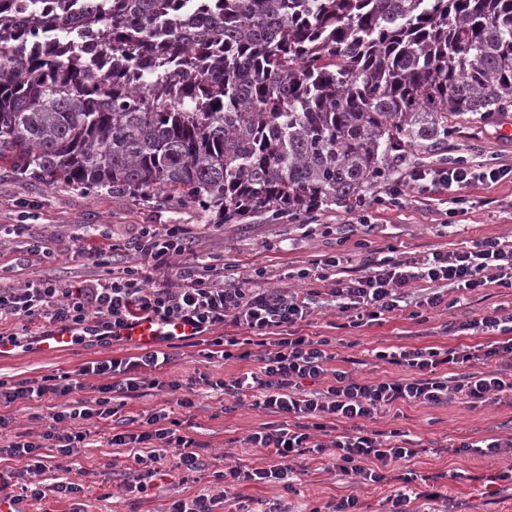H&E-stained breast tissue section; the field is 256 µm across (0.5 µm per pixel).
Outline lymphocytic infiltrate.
Segmentation results:
<instances>
[{"mask_svg": "<svg viewBox=\"0 0 512 512\" xmlns=\"http://www.w3.org/2000/svg\"><path fill=\"white\" fill-rule=\"evenodd\" d=\"M512 176V167L487 168L457 162L449 167L419 165L387 190L390 204H398L405 189L421 193L452 190L473 184L499 182ZM137 266L108 268L112 252L82 241L78 253L94 267L107 266L106 275H93L77 284L52 279H19L23 270L65 256L63 248L28 235L22 257L0 262V338L17 340L43 328H77L95 323L105 334H117L129 321L142 317L170 324H191L205 342L199 355L209 360L253 362L241 375L214 378L202 373L186 380L162 381L157 369L170 363L168 354L150 350L142 355L93 361L78 374H47L33 383L0 381V407L32 400H58L56 410L42 416L39 430L16 433L4 453L20 462L19 470L7 471L4 487L13 503L24 498L37 501L66 499L85 494L83 485L58 481L37 482L46 469L49 452L73 456L91 432L89 420L109 423L104 438L108 447L121 448L128 460L129 478L124 490L142 493L148 480L164 464L188 477L205 466L200 446L192 435L189 416L201 391L251 399L254 408L269 414V422L247 434L243 443L253 459L213 471L218 492L173 500L167 512H279L277 506L262 509L247 504L237 494L246 482L280 485L293 490V462L314 454L331 460L333 468L356 484L381 482L411 484L424 489L421 499L436 501L439 474L417 476L405 465L419 453L417 443L404 431L369 429L368 421L398 404L436 407L454 396L471 407L512 394V311L493 312L454 324V331L487 336V343L446 348L401 346L378 352V359L403 367L400 378L364 380L341 365L342 358L330 339L302 334V323L312 315L311 295L292 288L246 287L241 276L225 275L223 268L199 266L191 259L190 244L180 225H144L127 245ZM340 275L330 295L339 313L358 328L414 304L410 319L422 318L443 302L444 289L474 292L491 285L512 288V244L483 237L452 250L398 258L388 251L368 253L353 267L336 256L324 258ZM244 330V337L215 335L218 326ZM95 378L89 399L74 404L64 398L84 390V378ZM168 388L172 405H160L145 416L144 429H134V417L126 415L128 400L141 390ZM450 453L482 452L498 458L499 467L488 475L492 485L512 489V435L478 442L451 444Z\"/></svg>", "mask_w": 512, "mask_h": 512, "instance_id": "obj_1", "label": "lymphocytic infiltrate"}]
</instances>
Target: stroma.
<instances>
[{"label":"stroma","instance_id":"35a3bbf8","mask_svg":"<svg viewBox=\"0 0 512 512\" xmlns=\"http://www.w3.org/2000/svg\"><path fill=\"white\" fill-rule=\"evenodd\" d=\"M507 115H494L481 124L457 127L448 139L446 155H407L394 163L385 182L377 183L370 197L383 195L386 184L402 178L412 166L428 161L435 164L441 158H472L490 166H512V137L500 132ZM461 196L482 200L480 208L467 214H447L446 204L437 199L422 200L415 192H407L401 206L376 203L368 212L366 223H358L355 212L340 206H330L313 213L308 229H301L299 217L256 212L231 223H222L218 213H198L196 210L142 202L130 197L109 194H86L65 186L53 189L39 184L4 177L0 179V251L13 252L23 240L12 232L13 225H30L32 232L69 246L73 238H95L102 243L117 244L112 261L117 266L135 265V257L121 251L143 224H179L193 242L199 262L221 260L239 266L249 277L267 288H300V270L311 268L320 256L340 254L359 260L370 250L397 247L399 257L406 258L430 249L461 248L470 241L493 236L512 243V179L491 186L462 188ZM327 278L314 282L317 293L312 323L306 331L328 337L332 347L345 356L358 358V373L367 378L399 377L401 367L376 357L377 351L390 347H445L482 343L479 335L465 332L449 333L447 326L481 315L500 305H512V288L494 286L467 294L445 292L444 306L429 314L424 322L403 316L385 317L359 328L343 327L329 295L337 275L327 269ZM175 361L164 369L165 380H178L201 372L216 378L246 371L247 365L216 357L202 362L197 350L177 345ZM137 346L89 336L74 349L53 355H43L25 348H16L13 355L0 358V379L10 383L30 381L52 372H78L86 363L112 357L139 355ZM267 414L234 399L201 393L194 410L193 434L202 442L200 451L205 461L221 457L231 464L249 459L248 449L240 439L268 422ZM373 429L393 428L407 432L418 441L423 451L412 460L410 467L418 474L443 472L448 476V512H512V493L488 484L484 476L493 469L490 458L473 452L448 453L450 444L475 442L489 436L512 435V405L488 404L471 408L460 399H449L439 407L400 406L398 412L381 414ZM75 469L71 480L90 484L82 496L85 512H165L174 496L191 497L208 488L207 480L175 485L173 477L154 479L144 494H125L122 490L126 460L113 452L104 440L91 436L87 445L74 456ZM302 470L294 494H284L272 484L248 482L238 488L244 498L273 502L287 498L294 512H310L341 495L353 494L369 506V512H386L388 499L395 494L392 483L358 485L347 483L337 472L323 469L321 463L305 458L299 460Z\"/></svg>","mask_w":512,"mask_h":512}]
</instances>
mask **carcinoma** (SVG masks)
<instances>
[{
  "mask_svg": "<svg viewBox=\"0 0 512 512\" xmlns=\"http://www.w3.org/2000/svg\"><path fill=\"white\" fill-rule=\"evenodd\" d=\"M511 109L512 0H0V164L47 188L309 214Z\"/></svg>",
  "mask_w": 512,
  "mask_h": 512,
  "instance_id": "cac0c4a2",
  "label": "carcinoma"
}]
</instances>
